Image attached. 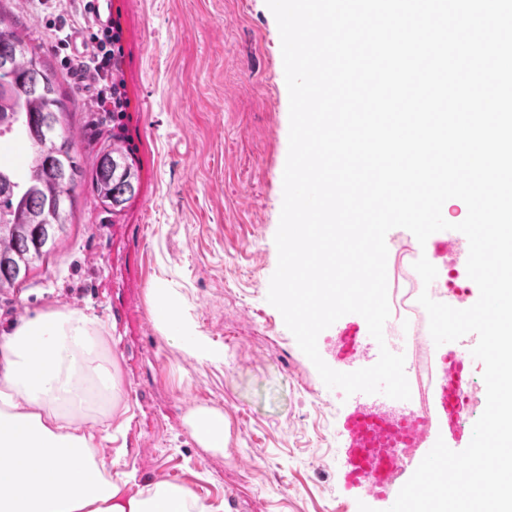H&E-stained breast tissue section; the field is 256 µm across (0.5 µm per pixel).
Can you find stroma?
Wrapping results in <instances>:
<instances>
[{
    "label": "stroma",
    "mask_w": 512,
    "mask_h": 512,
    "mask_svg": "<svg viewBox=\"0 0 512 512\" xmlns=\"http://www.w3.org/2000/svg\"><path fill=\"white\" fill-rule=\"evenodd\" d=\"M56 74L84 175L53 250L0 296V335L57 308L97 316L120 363L134 416L122 467L138 485L167 481L220 512H358L382 501L346 483L344 423L376 394L328 388L267 300L277 267L289 95L281 38L266 0H112L129 105L124 134L139 170L119 213L93 192L94 156L112 115L61 63L46 17L28 0H0ZM165 289L223 361L197 363L169 342L153 314ZM360 315L320 333L332 369L372 364ZM355 337V359L336 339ZM224 414V445L201 447L186 422Z\"/></svg>",
    "instance_id": "35a3bbf8"
}]
</instances>
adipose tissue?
Returning a JSON list of instances; mask_svg holds the SVG:
<instances>
[{"label": "adipose tissue", "instance_id": "obj_1", "mask_svg": "<svg viewBox=\"0 0 512 512\" xmlns=\"http://www.w3.org/2000/svg\"><path fill=\"white\" fill-rule=\"evenodd\" d=\"M154 315L196 362L223 360L164 294ZM123 394L96 316L53 310L1 338L0 512H214L166 481L128 493L136 475L120 467L131 420ZM187 422L202 447H223L222 412L196 407Z\"/></svg>", "mask_w": 512, "mask_h": 512}]
</instances>
